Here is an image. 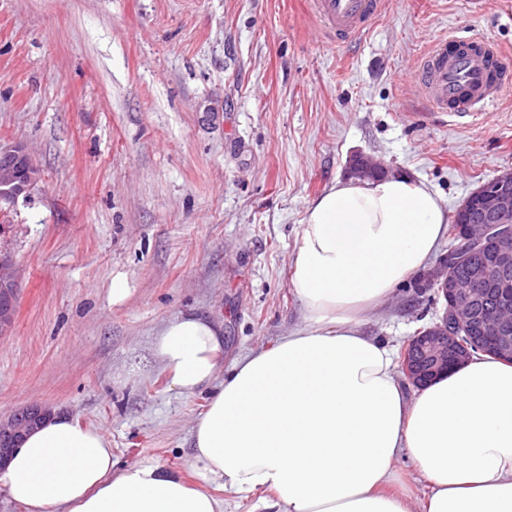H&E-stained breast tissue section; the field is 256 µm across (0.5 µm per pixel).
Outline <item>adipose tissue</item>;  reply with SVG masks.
<instances>
[{"mask_svg": "<svg viewBox=\"0 0 512 512\" xmlns=\"http://www.w3.org/2000/svg\"><path fill=\"white\" fill-rule=\"evenodd\" d=\"M449 222L424 181L335 180L307 206L290 264L304 325L224 376L220 325L186 314L157 333L171 386L210 393L191 427L197 481L116 468L99 428L56 412L0 469V491L24 512H224V489L269 512H512V365L477 356L410 397L392 349L362 334ZM404 459L421 496L388 489Z\"/></svg>", "mask_w": 512, "mask_h": 512, "instance_id": "ef3b65f1", "label": "adipose tissue"}]
</instances>
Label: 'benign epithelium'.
<instances>
[{"label":"benign epithelium","instance_id":"obj_1","mask_svg":"<svg viewBox=\"0 0 512 512\" xmlns=\"http://www.w3.org/2000/svg\"><path fill=\"white\" fill-rule=\"evenodd\" d=\"M389 170L373 158L358 154L351 159L348 174L362 178L388 175ZM40 179V170L26 145L20 141H0V202L15 204L26 198ZM477 218L465 216L467 207L458 211L451 237L458 245L448 249L431 274L430 284L443 299L444 312L426 332L413 336L406 345L401 361L405 378L420 388L451 365L464 363L476 353H492L512 362V308L500 306L501 314L479 313L485 295L494 291L493 281L512 278V171H505L479 186L470 196ZM494 247L480 265L469 269L470 286L449 275L450 267L464 260L461 246H478L488 239ZM19 277L12 254L0 248V335L11 332L16 316ZM478 326L477 344L464 341L473 326ZM51 414V410L32 404L0 418V465L18 447L26 432Z\"/></svg>","mask_w":512,"mask_h":512}]
</instances>
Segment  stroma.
Wrapping results in <instances>:
<instances>
[{"label": "stroma", "mask_w": 512, "mask_h": 512, "mask_svg": "<svg viewBox=\"0 0 512 512\" xmlns=\"http://www.w3.org/2000/svg\"><path fill=\"white\" fill-rule=\"evenodd\" d=\"M448 35L512 47V0H385L341 45L308 0H0V140L41 169L0 210L20 275L0 417L41 404L104 431L118 465L189 470L208 396L171 388L154 353L168 321L221 325L226 367L301 326L300 222L355 154L452 214L512 170V96L458 125L422 106L413 73ZM426 279L365 334L402 353L443 309Z\"/></svg>", "instance_id": "stroma-1"}]
</instances>
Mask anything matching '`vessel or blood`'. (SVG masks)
<instances>
[{"instance_id":"1","label":"vessel or blood","mask_w":512,"mask_h":512,"mask_svg":"<svg viewBox=\"0 0 512 512\" xmlns=\"http://www.w3.org/2000/svg\"><path fill=\"white\" fill-rule=\"evenodd\" d=\"M383 0H311L313 14L335 38L365 31L382 11ZM512 54L496 43L474 39L465 43L441 39L422 55L415 71L420 95L437 114L459 122L482 117L512 84L500 74Z\"/></svg>"}]
</instances>
